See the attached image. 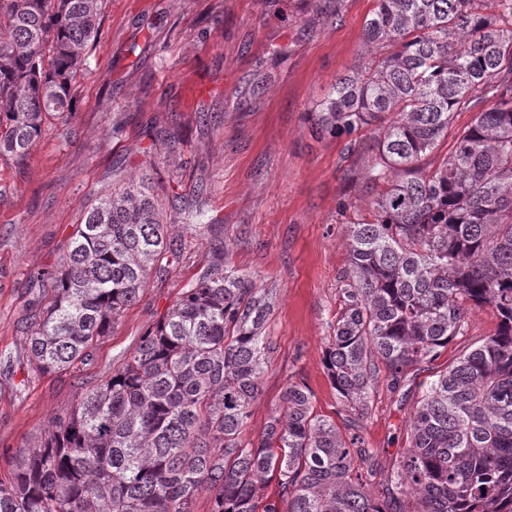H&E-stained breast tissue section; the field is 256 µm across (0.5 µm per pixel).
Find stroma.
I'll list each match as a JSON object with an SVG mask.
<instances>
[{
  "instance_id": "obj_1",
  "label": "stroma",
  "mask_w": 512,
  "mask_h": 512,
  "mask_svg": "<svg viewBox=\"0 0 512 512\" xmlns=\"http://www.w3.org/2000/svg\"><path fill=\"white\" fill-rule=\"evenodd\" d=\"M104 0L88 63L73 84L75 110L52 118L24 163L0 157V480L11 458L36 447L55 416L110 377L182 287L224 247V264L276 290L267 325L275 350L244 439L262 432L291 381L313 392L317 413L344 412L323 365L328 322L347 265L346 224L366 217L369 195L345 172L347 138L310 120L336 80L357 64L375 0ZM152 175L183 252L151 277L89 361L42 376L28 361L32 303L48 293L39 271L63 257L70 234L113 187ZM475 311L415 380L429 383L493 332ZM416 393L379 378L360 434L384 481L409 446Z\"/></svg>"
}]
</instances>
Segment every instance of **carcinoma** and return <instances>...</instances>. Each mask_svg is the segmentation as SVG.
Segmentation results:
<instances>
[{
	"label": "carcinoma",
	"instance_id": "carcinoma-1",
	"mask_svg": "<svg viewBox=\"0 0 512 512\" xmlns=\"http://www.w3.org/2000/svg\"><path fill=\"white\" fill-rule=\"evenodd\" d=\"M101 4L0 0V156L23 162L46 120L73 111ZM364 45L313 113L318 133L350 138L345 176L371 195L345 230L324 357L345 430L290 381L260 438L243 440L275 301L224 267L221 245L121 366L16 455L0 512H192L203 492L210 512H512V0H376ZM460 109L477 116L425 165ZM170 228L147 176L87 212L38 273L53 288L26 332L36 372L90 359L181 256ZM480 308L494 332L422 389L410 448L373 482L358 430L380 373L399 391Z\"/></svg>",
	"mask_w": 512,
	"mask_h": 512
}]
</instances>
